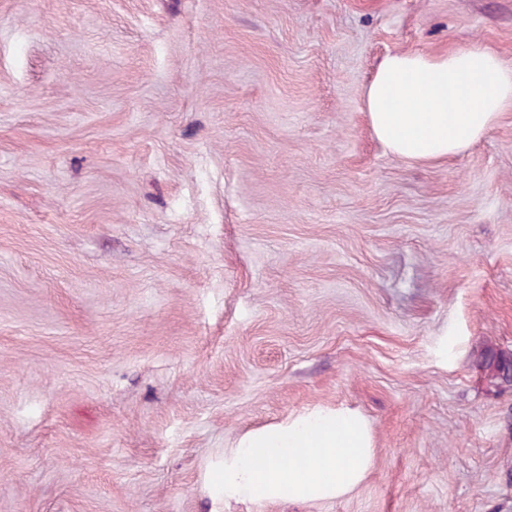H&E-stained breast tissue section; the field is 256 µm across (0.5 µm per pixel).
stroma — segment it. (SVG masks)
I'll return each mask as SVG.
<instances>
[{"label":"stroma","instance_id":"obj_1","mask_svg":"<svg viewBox=\"0 0 512 512\" xmlns=\"http://www.w3.org/2000/svg\"><path fill=\"white\" fill-rule=\"evenodd\" d=\"M476 46L512 65V0H0V512H512V111L415 164L364 107ZM316 405L364 481L216 510ZM512 359V353L494 347H487L481 355L480 366L483 374L491 383L502 379V363L508 358ZM510 359V360H511Z\"/></svg>","mask_w":512,"mask_h":512}]
</instances>
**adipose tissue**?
I'll return each instance as SVG.
<instances>
[{
	"label": "adipose tissue",
	"instance_id": "obj_1",
	"mask_svg": "<svg viewBox=\"0 0 512 512\" xmlns=\"http://www.w3.org/2000/svg\"><path fill=\"white\" fill-rule=\"evenodd\" d=\"M376 137L415 163L448 160L482 139L512 110V66L475 47L383 58L365 89ZM374 462L365 418L315 406L244 433L209 473L214 502L327 501L355 489Z\"/></svg>",
	"mask_w": 512,
	"mask_h": 512
}]
</instances>
